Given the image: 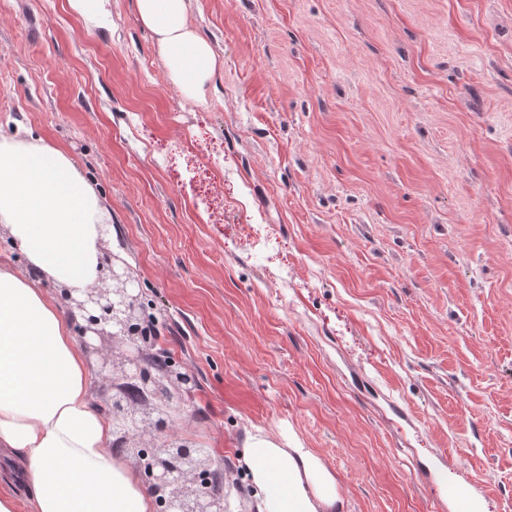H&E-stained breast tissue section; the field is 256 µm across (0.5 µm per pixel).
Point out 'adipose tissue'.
Here are the masks:
<instances>
[{"label": "adipose tissue", "instance_id": "1", "mask_svg": "<svg viewBox=\"0 0 512 512\" xmlns=\"http://www.w3.org/2000/svg\"><path fill=\"white\" fill-rule=\"evenodd\" d=\"M170 79L205 100L219 65L187 22L185 0H135ZM104 207L72 159L41 137L0 138V226L25 265H0V451L18 463L19 493L0 512H155L137 470L112 446L91 373L42 279L78 293L99 278ZM243 464L258 512H344L340 483L287 436L248 437Z\"/></svg>", "mask_w": 512, "mask_h": 512}]
</instances>
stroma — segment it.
<instances>
[{
    "instance_id": "1",
    "label": "stroma",
    "mask_w": 512,
    "mask_h": 512,
    "mask_svg": "<svg viewBox=\"0 0 512 512\" xmlns=\"http://www.w3.org/2000/svg\"><path fill=\"white\" fill-rule=\"evenodd\" d=\"M185 2L222 65L202 102L133 0L102 26L0 0V137L101 197L228 512H257L259 430L313 449L345 512H512V0Z\"/></svg>"
}]
</instances>
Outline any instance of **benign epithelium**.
I'll list each match as a JSON object with an SVG mask.
<instances>
[{"mask_svg":"<svg viewBox=\"0 0 512 512\" xmlns=\"http://www.w3.org/2000/svg\"><path fill=\"white\" fill-rule=\"evenodd\" d=\"M100 280L101 285L77 296L65 288L62 295L78 319L81 348L96 351L97 342L105 338L126 347L118 363L101 354L98 369L101 386L112 391L106 417L117 435L114 446L134 459L162 512H226L224 498L203 484V478L214 473L210 455L175 430L172 411L196 385L195 373L187 367L147 370L149 341L142 302L125 266L111 255H103ZM131 381L144 385L147 396L125 401L122 394Z\"/></svg>","mask_w":512,"mask_h":512,"instance_id":"obj_1","label":"benign epithelium"}]
</instances>
